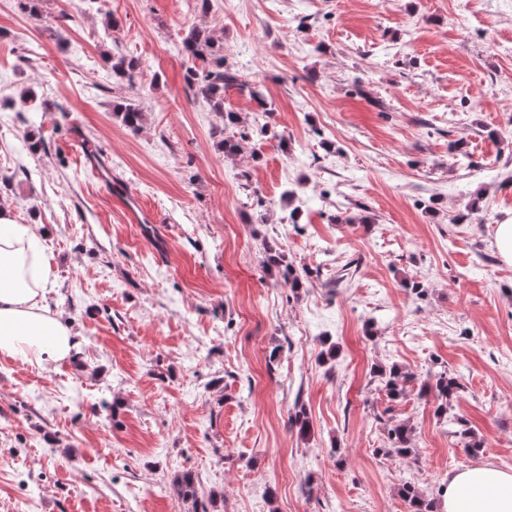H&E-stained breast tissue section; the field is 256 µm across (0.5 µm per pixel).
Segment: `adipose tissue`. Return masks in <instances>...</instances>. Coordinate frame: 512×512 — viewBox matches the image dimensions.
<instances>
[{
	"label": "adipose tissue",
	"instance_id": "1",
	"mask_svg": "<svg viewBox=\"0 0 512 512\" xmlns=\"http://www.w3.org/2000/svg\"><path fill=\"white\" fill-rule=\"evenodd\" d=\"M46 257L31 227L0 206V353L26 362L58 361L80 346L70 324L44 304ZM443 512H512V473L490 465L449 471Z\"/></svg>",
	"mask_w": 512,
	"mask_h": 512
}]
</instances>
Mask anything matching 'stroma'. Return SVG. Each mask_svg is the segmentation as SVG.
<instances>
[{
    "label": "stroma",
    "instance_id": "1",
    "mask_svg": "<svg viewBox=\"0 0 512 512\" xmlns=\"http://www.w3.org/2000/svg\"><path fill=\"white\" fill-rule=\"evenodd\" d=\"M39 9L0 0V203L44 232L46 303L80 348L0 354V512H194L188 470L209 512H409L403 484L434 500L448 471H512V266L494 244L512 221V0ZM194 28L238 77L232 160L185 80ZM112 54L137 60L132 81ZM394 366L397 401L375 373ZM444 370L460 390L443 419L419 390ZM403 422L413 453L383 454ZM116 114L127 127H138L144 119L140 104L131 98L122 99L116 107ZM267 252L269 253V262L273 265L283 266L284 269L282 271V276L284 280V284L288 285L289 288L297 289L301 285V275L297 272V270L290 264L285 263L284 255L280 253L276 248L272 245H267ZM285 263V264H283ZM175 486L177 489V493L184 500H191L194 505L195 512H198V506L201 508V512H209L206 508V505L203 501H201V497H199V484L195 480V477L191 472L183 473L176 481Z\"/></svg>",
    "mask_w": 512,
    "mask_h": 512
}]
</instances>
